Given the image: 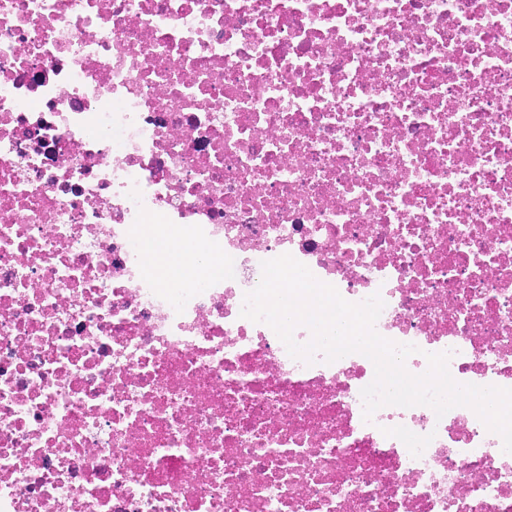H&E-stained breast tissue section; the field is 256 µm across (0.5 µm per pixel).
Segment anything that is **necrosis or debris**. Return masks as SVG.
Wrapping results in <instances>:
<instances>
[{
  "mask_svg": "<svg viewBox=\"0 0 512 512\" xmlns=\"http://www.w3.org/2000/svg\"><path fill=\"white\" fill-rule=\"evenodd\" d=\"M283 254L512 388V0H0V512H512L473 410L241 317ZM190 258L191 251L189 247L173 253L165 247L154 244L149 253V268L162 280H173L183 272L190 262Z\"/></svg>",
  "mask_w": 512,
  "mask_h": 512,
  "instance_id": "1",
  "label": "necrosis or debris"
}]
</instances>
